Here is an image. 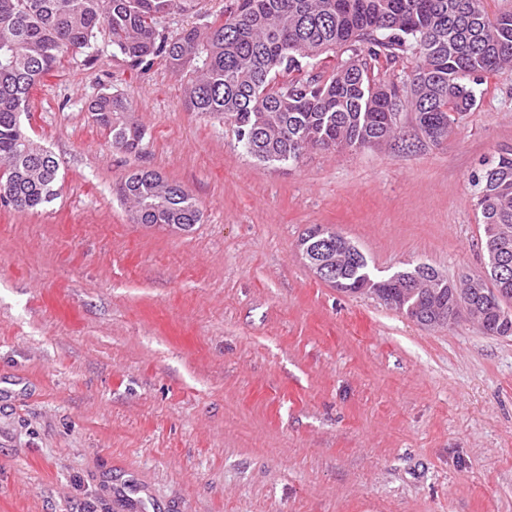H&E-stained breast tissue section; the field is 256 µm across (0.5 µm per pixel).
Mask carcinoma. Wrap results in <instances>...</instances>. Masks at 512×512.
Instances as JSON below:
<instances>
[{"label":"carcinoma","mask_w":512,"mask_h":512,"mask_svg":"<svg viewBox=\"0 0 512 512\" xmlns=\"http://www.w3.org/2000/svg\"><path fill=\"white\" fill-rule=\"evenodd\" d=\"M198 0H0V202L34 211L57 196L59 163L26 133L30 91L59 62L60 53L89 46L100 30L132 67L163 57L186 83V107L229 122L247 154L263 163H292L309 148L376 147L395 137L399 107L414 112L416 128L453 134L457 116L476 106L475 86L512 64V9L489 17L483 0H231L222 16L168 37L158 20L195 10ZM347 53L327 73L318 58ZM413 58L410 72L383 79L374 64ZM93 121L112 147L137 153L146 130L128 101L106 93L91 105ZM483 226L486 257L512 255V149L471 176ZM136 224L199 223L194 197L153 170L130 174L120 185ZM317 225L298 249L323 281L359 293L371 279L368 261ZM512 300V262L478 285ZM379 299L423 323L435 298L422 282L389 278ZM497 297L468 299L484 331L498 335Z\"/></svg>","instance_id":"obj_1"}]
</instances>
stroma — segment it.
<instances>
[{
	"label": "stroma",
	"instance_id": "1",
	"mask_svg": "<svg viewBox=\"0 0 512 512\" xmlns=\"http://www.w3.org/2000/svg\"><path fill=\"white\" fill-rule=\"evenodd\" d=\"M105 92L139 153L93 123ZM476 94L441 143L404 111L385 145L265 164L163 58L132 68L104 33L64 53L24 122L59 195L0 203V512H512V336L419 325L297 248L322 225L377 280L481 273L470 176L512 148V66ZM137 169L188 190L199 224L133 223ZM93 121L106 131L112 147L125 153H138L146 130L132 114L128 101L120 94H101L91 105Z\"/></svg>",
	"mask_w": 512,
	"mask_h": 512
}]
</instances>
